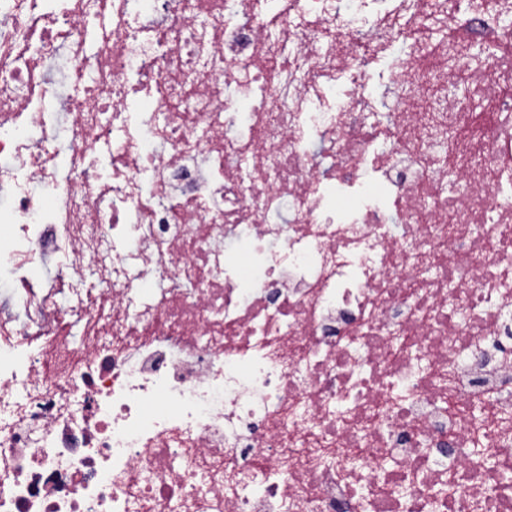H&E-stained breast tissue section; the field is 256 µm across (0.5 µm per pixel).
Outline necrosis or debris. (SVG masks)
I'll return each instance as SVG.
<instances>
[{
    "label": "necrosis or debris",
    "mask_w": 512,
    "mask_h": 512,
    "mask_svg": "<svg viewBox=\"0 0 512 512\" xmlns=\"http://www.w3.org/2000/svg\"><path fill=\"white\" fill-rule=\"evenodd\" d=\"M511 88L512 0H0V512H512ZM369 91L373 94L378 104L375 121L379 123V130L385 131L389 125L390 112L393 102V92L389 85L382 81L376 80L370 84ZM97 282V274L95 267H90L86 270L84 282L79 285L77 288H82L80 292L76 293L73 291L66 290L59 297H64L60 303L68 306L69 308H79L84 304V301L87 300V290L91 288V286Z\"/></svg>",
    "instance_id": "1"
}]
</instances>
